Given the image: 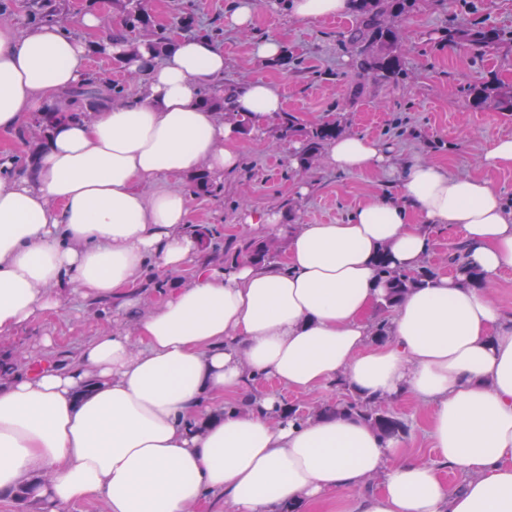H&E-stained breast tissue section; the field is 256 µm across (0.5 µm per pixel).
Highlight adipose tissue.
<instances>
[{
	"label": "adipose tissue",
	"mask_w": 512,
	"mask_h": 512,
	"mask_svg": "<svg viewBox=\"0 0 512 512\" xmlns=\"http://www.w3.org/2000/svg\"><path fill=\"white\" fill-rule=\"evenodd\" d=\"M312 24L351 0H288ZM96 11L78 33L56 23L0 24V133L45 112L81 108L70 89L92 76L85 36L110 27ZM139 73L135 95L104 101L92 120L58 124L28 171L0 152V338L58 312L60 286L138 311L148 263L192 264L189 198L169 183L223 180L246 142L202 94L224 87V50L180 36L163 56L109 42ZM236 112L262 130L285 110L281 87L243 82ZM328 168L392 172L398 194L372 193L341 224L290 229L281 260L196 272L162 292L132 326L83 345L76 360L0 382V493L23 485L46 512L102 498L108 512H196L220 494L231 512H282L335 497L336 512H512V316L485 286L512 269V207L480 176L423 159L394 164L384 145L348 133ZM462 235L467 272H438L409 291L372 338L383 297L376 258L417 270L434 233ZM255 378L297 392L343 381L349 393L409 396L431 409L437 459L407 456L345 415L285 420ZM229 404L227 413L217 407ZM461 476L451 484L442 467ZM46 484H35L41 474ZM381 475L382 486L364 491Z\"/></svg>",
	"instance_id": "obj_1"
}]
</instances>
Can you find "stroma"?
Segmentation results:
<instances>
[{"label":"stroma","mask_w":512,"mask_h":512,"mask_svg":"<svg viewBox=\"0 0 512 512\" xmlns=\"http://www.w3.org/2000/svg\"><path fill=\"white\" fill-rule=\"evenodd\" d=\"M236 0H144L157 23L168 25L192 17L224 49V78L242 82L262 77L283 88L285 109L304 125L333 117L345 132H358L386 144L397 162L429 160L460 174L484 177L512 195V171L481 168L480 156L491 139L512 137V114L474 108L468 86L500 80L512 84V48L485 56L463 54L448 44L457 19L466 18L504 35L512 34V0H418L404 22L405 62L409 77L391 85L365 80L361 95L347 40L353 16L332 17L313 24L289 17L284 0H259L253 26L247 31L227 27L225 18ZM275 37L283 54L273 61L257 59L253 42ZM288 144L264 129L248 141L239 169L224 177L221 198L191 196L192 221L216 229L217 241L238 237L240 210L275 209L291 224L342 223L370 193L397 194L395 176L379 172L339 174L324 163L309 172L291 168ZM312 189L299 195L297 186ZM112 309L91 307L88 301L66 297L63 308L33 323L15 337L0 339V349L21 346L30 360L52 363L61 352L76 354L82 344L111 329ZM52 337L44 345L43 337ZM389 410L405 419L406 450L421 462L435 460L427 431L429 409L414 400L390 401Z\"/></svg>","instance_id":"stroma-1"}]
</instances>
